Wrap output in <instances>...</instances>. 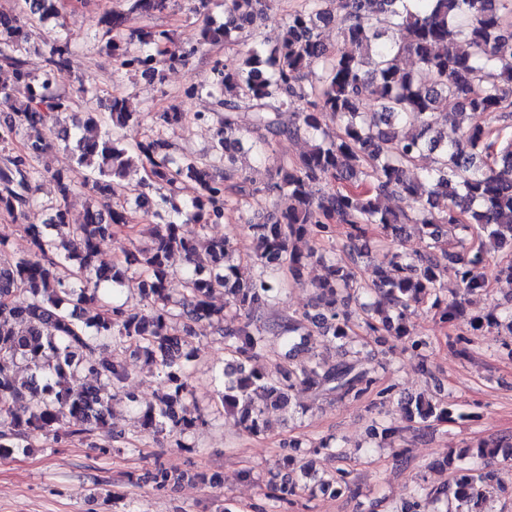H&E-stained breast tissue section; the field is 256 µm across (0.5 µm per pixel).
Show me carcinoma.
Masks as SVG:
<instances>
[{
  "mask_svg": "<svg viewBox=\"0 0 512 512\" xmlns=\"http://www.w3.org/2000/svg\"><path fill=\"white\" fill-rule=\"evenodd\" d=\"M128 11L113 10L104 26L101 52L116 71L154 78L166 67L187 58H167L162 50L168 30L143 25L126 38L116 36L128 15L165 7V0H129ZM268 0H225L224 23L204 27L203 42L243 40L242 54L215 65L212 81L192 92L215 99L220 111L202 115L212 130L211 154H173L159 136L125 141L110 132L80 135L101 120L127 131L137 122L126 101L114 97L104 111L81 119L73 113L87 94L81 84L62 87L69 72V41L50 47L48 68L36 78L25 68L26 23L58 14L57 0H22L21 15L0 14V63L12 68L13 86L1 88L4 98L21 90L24 101L0 120V212L16 223L30 204L35 163L55 137L71 149L76 163L90 170L88 191L101 199L89 207L80 224L67 222L66 200L73 185L56 172L60 198L47 224L23 225L30 251L11 262L0 261V457L45 437L60 446L86 440L108 425V408L121 394L139 415L141 431L153 438L182 436L205 423L191 394L189 363L197 338L195 325L206 322L224 342L227 356L219 374L217 398L224 413L237 417L245 432L259 436L268 428L271 409L288 411L292 392L306 388L330 400L369 401L372 408L391 399L393 387L380 385L374 368L361 360L365 342L357 336L348 305L357 295L370 302L367 335L375 341H401L430 372L426 350L430 341L416 336L409 320L429 307L442 324L451 326L467 312L472 296L488 292L490 279L512 281V259L495 261L487 243L512 254V0H306L288 12L280 40L269 45L255 27ZM343 11L342 45L329 47L321 34L333 12ZM409 55L428 75L423 82L401 67ZM319 63L317 72L308 70ZM376 103L368 112L365 104ZM340 135L332 139L328 123ZM410 126L400 136L396 128ZM247 131L260 152L282 136L308 143L298 159L287 164L280 181L267 187L280 198L274 220L241 215L253 240L252 267L242 277L229 241L190 237L182 225L159 212L150 243L125 252L126 267L99 260L102 247L117 242L132 210L150 212V192L167 189L161 202L170 212L190 216L204 230L224 218L225 182L246 191L239 173L235 133ZM435 154L424 173L415 163ZM140 165L149 180L124 185L130 168ZM327 180L336 189L316 193ZM190 194L177 204L183 190ZM126 196L129 207H112V196ZM416 203L412 212L384 204L389 196ZM349 226L352 242L347 259L328 258L306 240L324 237L330 225ZM416 224L429 239L425 250L409 254L399 246L405 226ZM53 229V238L45 230ZM388 242L386 265L371 283H359L353 265L362 257L357 242L369 231ZM186 263L183 288L174 298L168 284L171 260ZM320 263L326 273L311 283L317 292L314 311L271 316L269 309L285 286L306 266ZM138 271L129 275L131 268ZM450 282L448 295L440 287ZM135 289L146 311L131 313L116 298ZM224 295V306L212 299ZM24 296L27 302L14 303ZM475 331L512 337V309L493 306L474 314ZM276 333L286 349L274 368L256 365L267 352L268 334ZM337 345L345 358L296 361L312 340ZM113 345H127L144 365L154 368L160 389L153 400L141 401L124 389L127 367L107 355ZM21 363L20 377L8 364ZM93 377L99 388L76 392L67 380ZM408 420L466 421L474 412L453 411L440 400L409 398L403 402ZM394 426L371 425L377 445H392ZM512 435L481 439L450 448L436 460L449 471L448 482L429 488L418 483L409 499L391 512H489L486 490L504 486L512 474ZM186 478L162 463L150 481L157 490L174 488ZM268 486L272 499L292 506L319 491L333 497L351 491L350 472L339 469L313 488L275 469Z\"/></svg>",
  "mask_w": 512,
  "mask_h": 512,
  "instance_id": "1",
  "label": "carcinoma"
}]
</instances>
